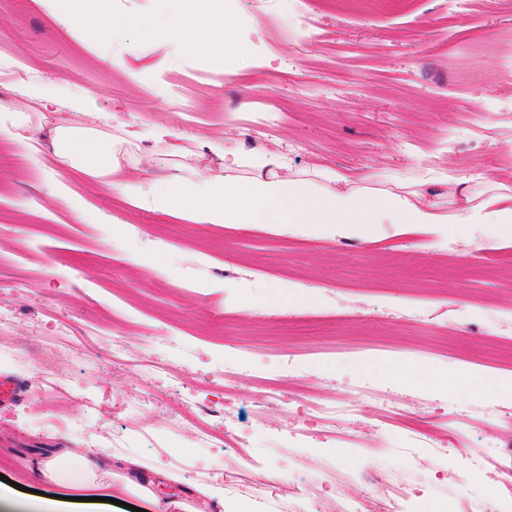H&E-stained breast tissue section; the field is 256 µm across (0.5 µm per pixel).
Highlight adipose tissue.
<instances>
[{
	"mask_svg": "<svg viewBox=\"0 0 512 512\" xmlns=\"http://www.w3.org/2000/svg\"><path fill=\"white\" fill-rule=\"evenodd\" d=\"M110 0H55L62 15H77L85 35L97 39L124 28ZM185 51L228 55L237 48L232 18L215 12L176 25ZM122 123L101 129L94 123L54 125L51 158L63 170L81 173L119 195L139 200L165 214H182L199 224H293L325 235L357 224H512V188L500 185L489 193L466 196L463 206L445 212L418 188L396 186L373 190L350 184L331 170L297 172L285 155L242 146L212 145L219 167L187 165L160 188L147 187L122 171L130 157L137 169L155 158L138 152ZM84 477L72 482L56 477L51 462L29 469L28 480H50L42 498L43 512H81L86 497L115 498L131 493L128 482L100 475L95 450L76 454Z\"/></svg>",
	"mask_w": 512,
	"mask_h": 512,
	"instance_id": "ef3b65f1",
	"label": "adipose tissue"
}]
</instances>
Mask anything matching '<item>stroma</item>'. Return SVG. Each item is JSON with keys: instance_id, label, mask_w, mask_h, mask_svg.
<instances>
[{"instance_id": "obj_1", "label": "stroma", "mask_w": 512, "mask_h": 512, "mask_svg": "<svg viewBox=\"0 0 512 512\" xmlns=\"http://www.w3.org/2000/svg\"><path fill=\"white\" fill-rule=\"evenodd\" d=\"M132 28L88 39L55 0H0V107L43 110L45 128L80 111L118 113L157 155L156 186L208 145L227 142L287 155L294 169L328 168L384 189L426 170L512 187V0H111ZM221 11L236 23L237 62L185 53L174 15ZM123 66L106 68L104 58ZM178 138L149 140L156 125ZM0 168V322L32 360H0L15 393L0 399V512H38L40 492L7 489L36 463L81 479L67 450L110 447L102 473L150 488L169 512H218L203 496L235 480L234 512H297L296 495L329 504L364 499L367 472L391 474L399 512H512L499 481L512 468V232L492 224L424 230L369 224L321 236L286 224H194L132 203L58 170L42 130L3 140ZM64 193L70 205L55 196ZM85 212L71 218V204ZM129 344L122 364L112 345ZM292 351L304 370L274 369ZM246 355L294 394L258 411L224 397L226 356ZM164 358L165 371L144 360ZM402 367L428 381L397 378ZM186 386L168 387L166 371ZM477 376L476 393L463 383ZM44 384L51 399L38 402ZM153 398L148 413L121 410L116 393ZM391 400L401 427L432 446L414 465L401 427L366 414L330 433L301 393ZM195 395L204 422L228 426L235 448H199L174 412ZM81 405L68 403V396ZM84 417L90 432L70 420ZM499 446L477 478L471 462L489 430ZM266 470L283 489L262 500L245 484Z\"/></svg>"}]
</instances>
